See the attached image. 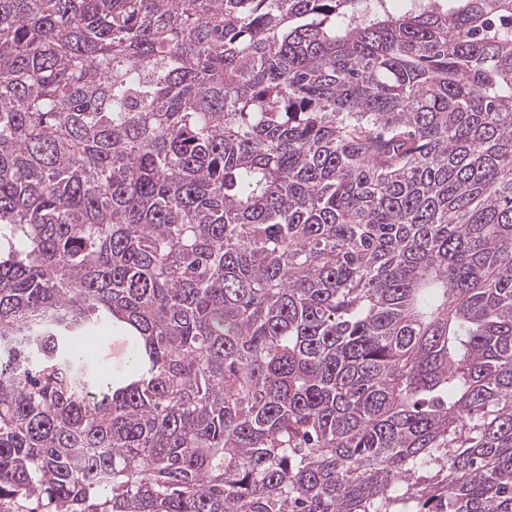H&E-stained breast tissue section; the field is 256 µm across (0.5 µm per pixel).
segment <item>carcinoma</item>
Wrapping results in <instances>:
<instances>
[{"mask_svg":"<svg viewBox=\"0 0 512 512\" xmlns=\"http://www.w3.org/2000/svg\"><path fill=\"white\" fill-rule=\"evenodd\" d=\"M0 512H512V0H0ZM102 336L105 337H103L97 344V351L99 357L101 358L103 363L113 372L122 371L129 365L130 360L129 348L126 341L124 340L123 337H121L120 334H117L113 331L106 332ZM110 338H112V340L114 341L120 342L123 346L121 351L117 355L112 357V359L106 358L103 352V344L106 343Z\"/></svg>","mask_w":512,"mask_h":512,"instance_id":"obj_1","label":"carcinoma"}]
</instances>
